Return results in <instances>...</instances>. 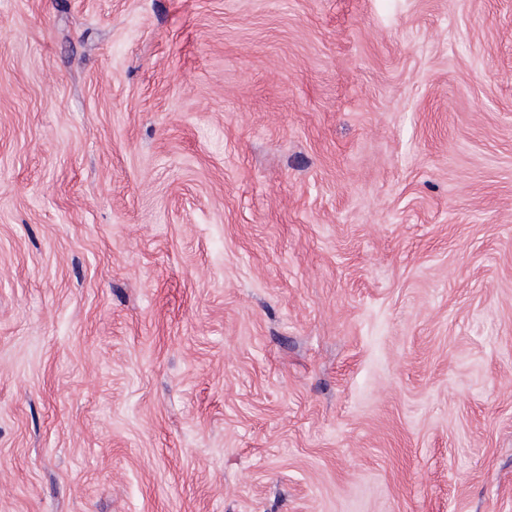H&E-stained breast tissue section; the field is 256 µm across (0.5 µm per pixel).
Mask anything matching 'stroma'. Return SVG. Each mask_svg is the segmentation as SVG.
<instances>
[{
	"label": "stroma",
	"mask_w": 512,
	"mask_h": 512,
	"mask_svg": "<svg viewBox=\"0 0 512 512\" xmlns=\"http://www.w3.org/2000/svg\"><path fill=\"white\" fill-rule=\"evenodd\" d=\"M0 512H512V0H0Z\"/></svg>",
	"instance_id": "1"
}]
</instances>
